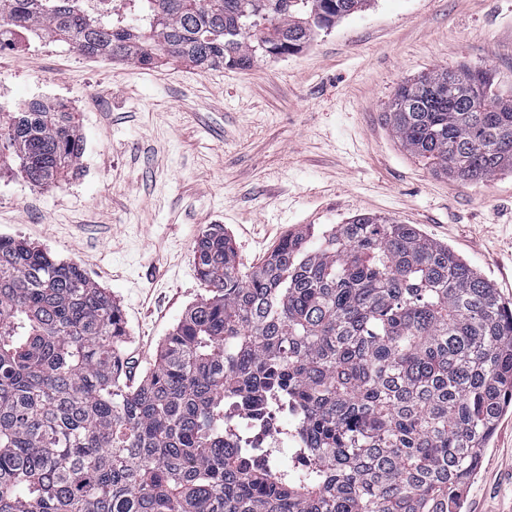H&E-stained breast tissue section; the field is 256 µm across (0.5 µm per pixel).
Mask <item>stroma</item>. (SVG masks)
Instances as JSON below:
<instances>
[{
  "label": "stroma",
  "mask_w": 512,
  "mask_h": 512,
  "mask_svg": "<svg viewBox=\"0 0 512 512\" xmlns=\"http://www.w3.org/2000/svg\"><path fill=\"white\" fill-rule=\"evenodd\" d=\"M490 68L512 89V0H373L302 51L248 69L90 59L68 45L0 52L15 89L77 112L83 151L66 182L0 168V236L76 263L119 303L135 383L205 292L193 247L223 227L259 265L291 231L371 214L417 225L512 302V173L433 174L394 138L400 84L434 68ZM464 512H512V411L498 421Z\"/></svg>",
  "instance_id": "stroma-1"
}]
</instances>
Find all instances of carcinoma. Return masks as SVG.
<instances>
[{
	"label": "carcinoma",
	"instance_id": "1",
	"mask_svg": "<svg viewBox=\"0 0 512 512\" xmlns=\"http://www.w3.org/2000/svg\"><path fill=\"white\" fill-rule=\"evenodd\" d=\"M0 0L87 57L245 69L296 53L373 0ZM394 137L462 183L512 172V92L487 68L399 87ZM78 114L0 112V163L44 188L72 174ZM206 293L127 383L120 306L72 262L0 237V512H461L512 398V305L413 224L356 214L299 228L245 269L220 227L194 246ZM299 410L307 467L265 469L224 439V405Z\"/></svg>",
	"mask_w": 512,
	"mask_h": 512
}]
</instances>
